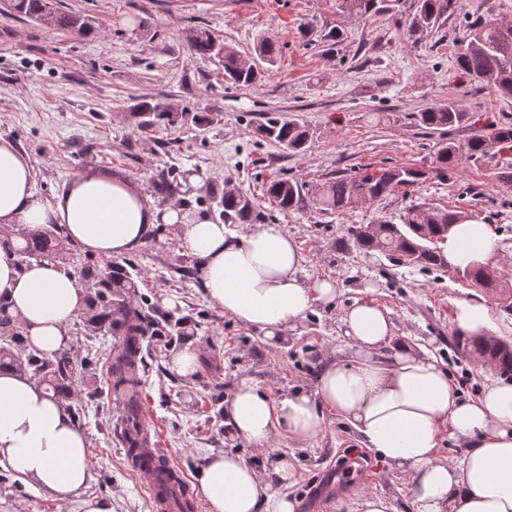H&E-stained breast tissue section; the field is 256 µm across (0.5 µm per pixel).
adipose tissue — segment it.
Wrapping results in <instances>:
<instances>
[{"mask_svg":"<svg viewBox=\"0 0 512 512\" xmlns=\"http://www.w3.org/2000/svg\"><path fill=\"white\" fill-rule=\"evenodd\" d=\"M28 155L0 139V303L25 332L30 347L47 355L70 342L71 326L86 306L76 277L59 264L23 265L29 234L45 224L63 228L83 251L109 258L136 251L156 225L167 224L185 250L201 259L209 301L225 315L263 331L279 347L314 306L332 303V280L302 278L306 257L295 237L272 224H252L237 235L226 224L180 208H158L128 181L96 171L73 177L54 204L32 188ZM455 267L504 260L494 227L453 225L442 244ZM344 336L347 362L325 366L314 390L276 399L251 381L238 385L224 407L227 423L244 445L263 448L273 434L297 442L318 437L333 412L389 466L407 473L420 512H512V383L488 381L473 400L462 398L446 369L426 352L396 339L387 310L350 307ZM467 452L453 465L438 453L442 430ZM62 502L80 496L91 479L87 442L69 412L25 372L0 370V461ZM210 512H294L243 456L210 455L199 477Z\"/></svg>","mask_w":512,"mask_h":512,"instance_id":"obj_1","label":"adipose tissue"}]
</instances>
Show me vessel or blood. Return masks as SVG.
<instances>
[{
	"label": "vessel or blood",
	"instance_id": "b4317fda",
	"mask_svg": "<svg viewBox=\"0 0 512 512\" xmlns=\"http://www.w3.org/2000/svg\"><path fill=\"white\" fill-rule=\"evenodd\" d=\"M147 439L130 464L149 490L155 512H173L177 501L190 496L191 489L184 475L171 465L156 441L150 440V426H143Z\"/></svg>",
	"mask_w": 512,
	"mask_h": 512
}]
</instances>
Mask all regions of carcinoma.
Returning a JSON list of instances; mask_svg holds the SVG:
<instances>
[{
    "mask_svg": "<svg viewBox=\"0 0 512 512\" xmlns=\"http://www.w3.org/2000/svg\"><path fill=\"white\" fill-rule=\"evenodd\" d=\"M405 0H336L342 14L370 18L399 13ZM450 0H411L408 14V32L415 40L428 36L448 18ZM12 9L33 20L50 17L56 28L80 37L96 33L90 20L80 14L59 7L57 0H12ZM456 65L474 83L494 79L495 90L512 96V23L507 24L491 16L472 20L457 42ZM190 50L203 57L219 60L224 67V82L234 86H249L260 76V63L274 65L280 47L266 40L255 48L257 59L247 60L234 47L217 39L208 29L197 30L190 38ZM139 127L146 131L161 122L173 124L179 109L173 104L160 105L142 100L135 107ZM417 125L427 133L447 135L463 126L471 125L472 116L451 102L439 103L413 114ZM258 135L280 148L292 152L302 150L310 139L309 129L296 120L284 121L268 116L259 125ZM504 151L512 152V120L502 119L489 131L471 137L461 145L452 140L441 143L433 165L428 169L412 166H388L359 174L338 175L325 183L317 200L325 213L341 212L361 199L384 200L400 190L409 191L429 178L445 180L463 160L481 161ZM262 196L279 212H291L305 205L303 184L295 179L281 178L266 183ZM219 215L226 224L249 223L260 216L259 205L248 195L226 192L212 193ZM477 215L464 206L408 209L402 223L383 221L378 232L370 235L367 225L353 224L349 234L359 250L377 252L401 266L417 267L425 271L445 268L439 243L448 235V226L474 221ZM25 258H45L55 255L77 264L81 282L87 293V308L83 315L86 326L95 333L117 336L120 345L112 357V388L126 397V422L138 425L139 355L136 337L145 335L149 307L140 309L129 303V294L137 288L133 274L114 262L100 263L73 252L66 239L55 229H36L30 242L21 252ZM478 287L502 301V311L512 314V290L501 272L494 267H480L461 271ZM464 351L474 353L494 366L500 374L512 376V345L474 339L462 344ZM12 366L31 373L46 386L52 397L66 405L71 416L77 411L68 404L74 383V367L68 353L59 351L51 356L37 351L25 352L23 333L11 321L0 315V369Z\"/></svg>",
    "mask_w": 512,
    "mask_h": 512,
    "instance_id": "carcinoma-1",
    "label": "carcinoma"
}]
</instances>
